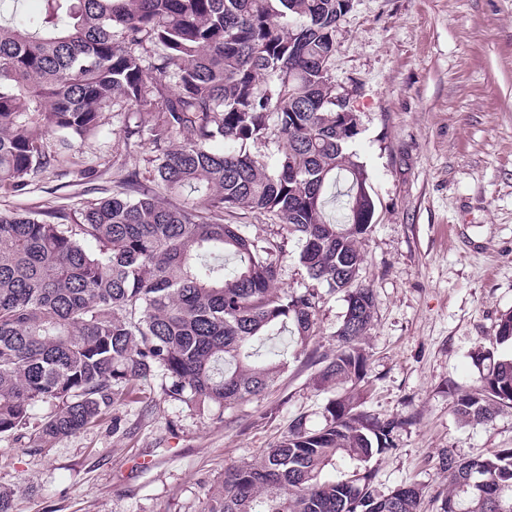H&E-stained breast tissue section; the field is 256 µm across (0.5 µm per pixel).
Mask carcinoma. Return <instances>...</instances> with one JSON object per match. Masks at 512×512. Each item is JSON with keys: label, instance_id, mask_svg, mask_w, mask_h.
Instances as JSON below:
<instances>
[{"label": "carcinoma", "instance_id": "1", "mask_svg": "<svg viewBox=\"0 0 512 512\" xmlns=\"http://www.w3.org/2000/svg\"><path fill=\"white\" fill-rule=\"evenodd\" d=\"M348 2L43 0L39 19L0 23V191L73 155L111 106L150 114L155 152L153 184L130 173L76 224L0 212V437L43 450L96 423L133 381L158 379L202 409L267 390L287 351L266 344L306 342L320 299L279 288V259L224 223L226 211L271 213L309 278L344 292L336 353L317 373L336 395L321 425L299 416L259 463L226 468L208 512H418L416 484L375 489L397 422L363 409L375 303L355 284L357 242L375 205L352 149L357 114L329 77ZM271 128L286 147L269 167L246 145ZM341 182L338 223L326 194ZM492 343L511 353L488 356L477 388L453 395L460 421L512 405V312ZM439 467L451 486L439 512H512V448L468 460L445 448Z\"/></svg>", "mask_w": 512, "mask_h": 512}]
</instances>
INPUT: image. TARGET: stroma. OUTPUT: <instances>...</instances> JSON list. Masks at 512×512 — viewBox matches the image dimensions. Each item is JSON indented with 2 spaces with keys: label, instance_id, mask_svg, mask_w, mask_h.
Instances as JSON below:
<instances>
[{
  "label": "stroma",
  "instance_id": "1",
  "mask_svg": "<svg viewBox=\"0 0 512 512\" xmlns=\"http://www.w3.org/2000/svg\"><path fill=\"white\" fill-rule=\"evenodd\" d=\"M335 46L329 75L359 117L355 150L375 202L358 274L375 299L364 408L402 421L395 450L375 463V487L415 483L423 512H435L448 487L443 449L469 459L512 448V406L482 425L452 412L453 392L476 387L477 356L512 312V0H350ZM147 121L104 110L70 162L0 194V210L75 220L128 173L151 180L148 137H124ZM224 221L258 246H281L280 287L310 286L285 224L242 210ZM320 295L310 341L276 340L287 365L257 398L203 414L164 400L158 381L137 382L46 451L0 438V487L15 489L14 512H206L226 467L258 460L296 417L321 423L331 393L317 386L310 354L335 349L347 304L343 293Z\"/></svg>",
  "mask_w": 512,
  "mask_h": 512
}]
</instances>
